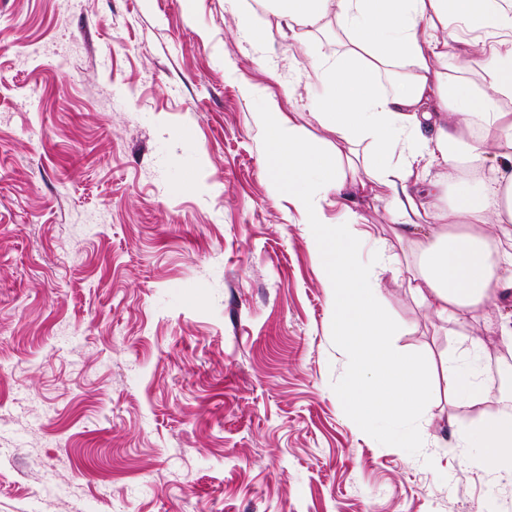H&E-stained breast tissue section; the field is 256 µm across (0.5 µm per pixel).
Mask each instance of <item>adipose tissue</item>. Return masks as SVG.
Returning a JSON list of instances; mask_svg holds the SVG:
<instances>
[{
  "mask_svg": "<svg viewBox=\"0 0 512 512\" xmlns=\"http://www.w3.org/2000/svg\"><path fill=\"white\" fill-rule=\"evenodd\" d=\"M292 35L335 26L334 57L312 64L308 110L335 141L311 137L267 97L259 118L275 193H287L328 285L337 345L348 358L344 408L355 427L412 418L426 397L421 364L390 341L397 325L373 268L360 265L356 214L324 220L329 195L363 171L396 217L417 264L408 286L454 326L481 309L512 269V0H260ZM462 34L458 74L437 30ZM476 78H466L471 65ZM455 405L479 406L473 367L448 368ZM475 466L512 476V417L462 430Z\"/></svg>",
  "mask_w": 512,
  "mask_h": 512,
  "instance_id": "obj_1",
  "label": "adipose tissue"
}]
</instances>
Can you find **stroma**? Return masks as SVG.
Wrapping results in <instances>:
<instances>
[{
	"instance_id": "stroma-1",
	"label": "stroma",
	"mask_w": 512,
	"mask_h": 512,
	"mask_svg": "<svg viewBox=\"0 0 512 512\" xmlns=\"http://www.w3.org/2000/svg\"><path fill=\"white\" fill-rule=\"evenodd\" d=\"M336 49L251 46L224 0H0V512H512V479L456 445L512 414V286L448 332L366 190L425 439L344 411L325 272L269 189L253 94L326 138L308 71ZM474 341L487 398L460 412L446 371Z\"/></svg>"
}]
</instances>
